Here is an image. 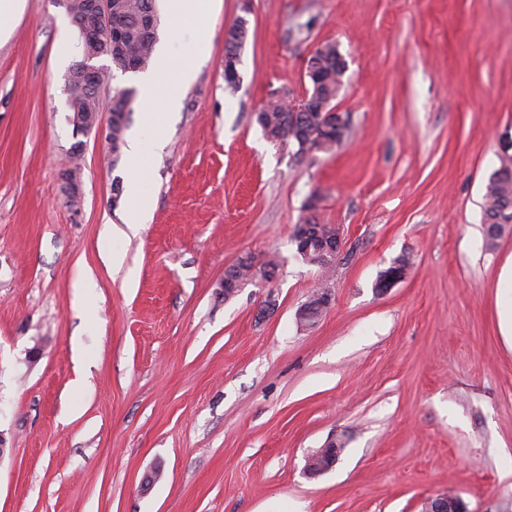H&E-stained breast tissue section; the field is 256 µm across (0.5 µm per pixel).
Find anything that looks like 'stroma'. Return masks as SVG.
Instances as JSON below:
<instances>
[{"mask_svg":"<svg viewBox=\"0 0 512 512\" xmlns=\"http://www.w3.org/2000/svg\"><path fill=\"white\" fill-rule=\"evenodd\" d=\"M249 20L240 82L224 32ZM0 512H421L453 491L512 512V343L499 274L512 224L484 244L486 187L512 141V0H220L161 17L179 107L126 233L130 172L76 139L66 76L82 57L60 0L0 16ZM324 42L346 63L331 152L298 155L255 115L297 101ZM110 100L143 71L96 61ZM83 202L59 170L75 141ZM339 227L329 274L297 254L309 218ZM276 279L224 295L237 258ZM403 282L379 292L392 262ZM332 304L310 329L316 289ZM345 436L335 466L308 456ZM229 31L230 27L226 30L224 38V82L225 84L228 82L230 85H237L239 83V73L237 69V64L239 62L240 54L235 55L233 53H229L228 50H239L242 47L243 42L245 41L246 35L245 33H241L240 37H234V40L238 43L231 41L230 47V44L228 42L230 39ZM407 260L408 258L405 257L399 261H394L392 265L383 272L377 283V288L380 291H385L388 288H391L393 285L403 281L407 277L410 269V266H406ZM331 302L328 292H322L306 301L298 311L297 321L302 328L312 326Z\"/></svg>","mask_w":512,"mask_h":512,"instance_id":"obj_1","label":"stroma"}]
</instances>
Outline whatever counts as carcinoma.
I'll return each mask as SVG.
<instances>
[{"instance_id": "cac0c4a2", "label": "carcinoma", "mask_w": 512, "mask_h": 512, "mask_svg": "<svg viewBox=\"0 0 512 512\" xmlns=\"http://www.w3.org/2000/svg\"><path fill=\"white\" fill-rule=\"evenodd\" d=\"M112 17L121 22V37L112 43V65L115 69L128 72L147 66L152 57L158 38L159 17L155 0H112ZM312 60L318 65L320 86H309L310 93L319 94L322 102L336 99L342 86L341 55L336 44L326 42L317 49ZM130 91L118 90L112 96V125L109 143L112 154L119 155L124 144V132L129 114ZM72 122L84 124L90 120H102L103 105L100 98L89 93L75 99L69 106ZM263 123L260 127L271 141L293 142L297 153L303 154L304 143L308 142L317 151H330L336 146V136L320 130V121L314 112H290L279 102H271L262 109ZM501 177H493L487 186L483 219L495 215L501 201L512 200V164L503 163L499 169Z\"/></svg>"}]
</instances>
